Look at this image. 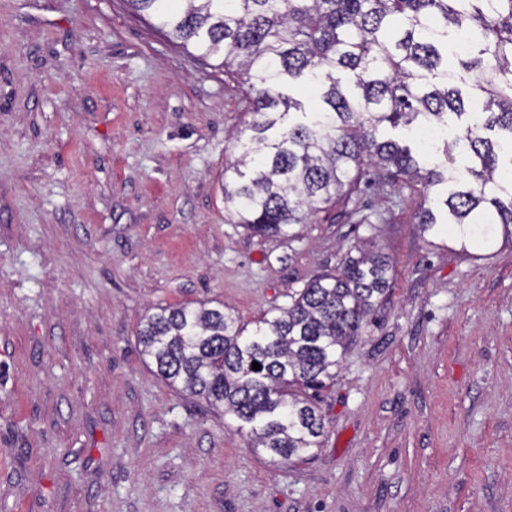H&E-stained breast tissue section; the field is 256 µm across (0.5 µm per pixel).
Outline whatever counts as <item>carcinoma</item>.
Wrapping results in <instances>:
<instances>
[{"instance_id": "carcinoma-1", "label": "carcinoma", "mask_w": 512, "mask_h": 512, "mask_svg": "<svg viewBox=\"0 0 512 512\" xmlns=\"http://www.w3.org/2000/svg\"><path fill=\"white\" fill-rule=\"evenodd\" d=\"M126 2L245 85L253 135L249 162L224 169L231 223L284 236L375 176L413 190L424 233L446 227L465 250L499 229L512 243V0ZM430 124L453 135L417 155L390 134L415 141ZM391 271L381 252L349 256L249 335L219 307L160 306L139 326L141 353L170 386L251 425L254 451L308 458L326 433L315 400Z\"/></svg>"}]
</instances>
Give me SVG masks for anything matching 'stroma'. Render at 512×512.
Masks as SVG:
<instances>
[{"mask_svg":"<svg viewBox=\"0 0 512 512\" xmlns=\"http://www.w3.org/2000/svg\"><path fill=\"white\" fill-rule=\"evenodd\" d=\"M250 120L124 0H0V512H512V245L421 233L388 183L253 235L224 209ZM355 246L393 275L311 459L140 352L156 307L252 326Z\"/></svg>","mask_w":512,"mask_h":512,"instance_id":"35a3bbf8","label":"stroma"}]
</instances>
